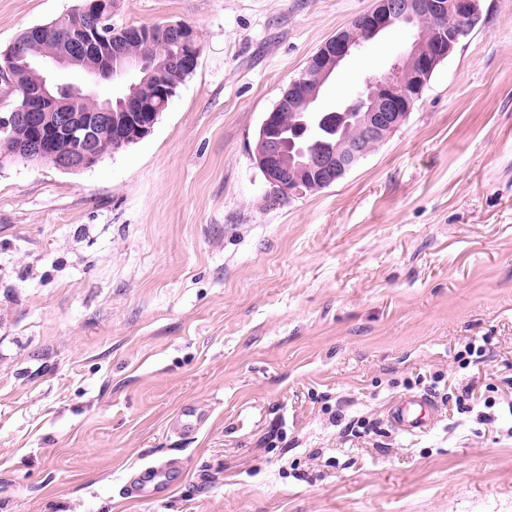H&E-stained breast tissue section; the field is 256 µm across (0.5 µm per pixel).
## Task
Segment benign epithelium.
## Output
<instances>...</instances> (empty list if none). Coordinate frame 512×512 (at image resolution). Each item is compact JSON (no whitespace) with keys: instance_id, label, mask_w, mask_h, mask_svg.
Wrapping results in <instances>:
<instances>
[{"instance_id":"benign-epithelium-1","label":"benign epithelium","mask_w":512,"mask_h":512,"mask_svg":"<svg viewBox=\"0 0 512 512\" xmlns=\"http://www.w3.org/2000/svg\"><path fill=\"white\" fill-rule=\"evenodd\" d=\"M481 0H374L372 8L356 16L348 27L329 38L312 55L307 67L318 73L311 97L301 107L300 123L312 126L318 114L314 102L322 86L341 62L381 32L397 26L417 28L410 49L382 75L370 76L365 90L336 114V147L310 155L296 154V142L274 132L272 117L264 119L254 155L271 190L281 198L306 195L294 179V166L309 170L313 190H323L357 167L407 120L436 66L483 24ZM117 0H92L79 11L67 13L52 26H63L69 36L40 56L20 64V55L7 50L0 55V82L20 91L18 104L0 119V127L20 131L0 147V161L7 156L33 161L49 159L59 170L90 168L101 158L100 138L111 137L116 147L141 140L153 129L157 115L169 104L175 87L163 74L171 69L192 73L201 53L198 31L186 22L126 26L103 37L94 21L112 16ZM171 43L177 54L168 60L130 46ZM40 73L35 85H23L29 71ZM134 74L117 102L100 98L91 81ZM298 80L282 91L275 112L294 111L292 92ZM356 122L361 135L345 136ZM73 143L69 152L54 151L57 140Z\"/></svg>"}]
</instances>
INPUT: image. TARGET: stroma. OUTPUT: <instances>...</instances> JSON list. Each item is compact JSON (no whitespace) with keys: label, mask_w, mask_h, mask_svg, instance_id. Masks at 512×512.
<instances>
[{"label":"stroma","mask_w":512,"mask_h":512,"mask_svg":"<svg viewBox=\"0 0 512 512\" xmlns=\"http://www.w3.org/2000/svg\"><path fill=\"white\" fill-rule=\"evenodd\" d=\"M80 3L0 0V53ZM372 5L119 0L116 25H193L199 64L94 166L0 164V512H512V0H481L406 122L332 186L275 200L254 160L282 89ZM410 40L345 59L317 110ZM482 337L488 359L459 368ZM467 383L493 408L444 400ZM432 393L431 431L388 424ZM189 405L208 418L185 436ZM172 463L171 488L127 494Z\"/></svg>","instance_id":"stroma-1"}]
</instances>
